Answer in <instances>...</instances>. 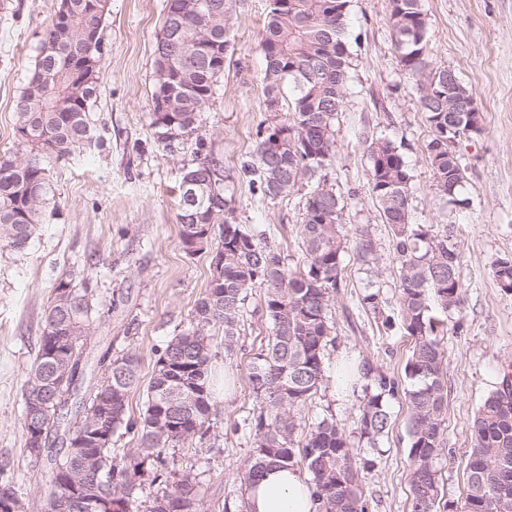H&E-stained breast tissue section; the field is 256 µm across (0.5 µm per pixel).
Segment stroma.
Here are the masks:
<instances>
[{
    "mask_svg": "<svg viewBox=\"0 0 512 512\" xmlns=\"http://www.w3.org/2000/svg\"><path fill=\"white\" fill-rule=\"evenodd\" d=\"M57 5L58 0H0V156L19 152L14 102L28 83ZM165 5L166 0H110L101 26L105 52L90 112L92 139L79 153L49 164L53 198L29 246L20 252L0 247V460L9 461L26 512H36L50 492L54 462L65 452L57 440L48 455L31 457L21 423L27 373L62 277L77 276L99 302L84 342L77 392L61 410L71 427L95 392L106 353L137 355L143 387L131 394L128 413L139 419L159 351L187 327L211 277L209 252L186 255L180 241L177 200L185 168L204 157L219 161L235 223L263 230L288 266L304 263L300 226L310 186L264 201L253 190V174L243 168L253 161L270 123L261 49L268 0H232L224 72L200 110L197 132L169 144L158 138L152 100ZM422 5L430 69L451 70L472 85L483 118L480 132L456 145L467 165L461 195L469 205L450 206L436 189L426 152L430 125L418 87L392 44L389 0H351L346 43L352 70L327 178L345 200L347 231L369 227L378 272L367 280L354 246H347L343 284L329 306L336 339L326 351L327 381L300 412L305 434L324 415H335L357 463L368 466L367 512H410L409 412L402 394L409 385L404 366L410 340L400 322L391 229L369 192L368 133L391 140L404 156L411 176V223L456 229L463 301L442 316L448 408L437 465L439 512H454L461 504L471 421L484 398L501 388L502 365L512 363V291H503L493 272L496 259L512 256V0H422ZM370 282L382 301L378 315L360 305ZM270 334L259 288L244 306L232 349L224 347L222 326L209 332L211 430L202 440L165 451L177 471L194 477L199 512H224L225 502L241 501L242 468L251 447L237 427L255 412L248 375ZM351 361L369 363L401 391L387 401L390 426L373 448L359 435L364 393L351 387Z\"/></svg>",
    "mask_w": 512,
    "mask_h": 512,
    "instance_id": "1",
    "label": "stroma"
}]
</instances>
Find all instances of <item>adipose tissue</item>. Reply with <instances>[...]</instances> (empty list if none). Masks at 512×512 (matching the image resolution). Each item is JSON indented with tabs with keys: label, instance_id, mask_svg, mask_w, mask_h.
Here are the masks:
<instances>
[{
	"label": "adipose tissue",
	"instance_id": "1",
	"mask_svg": "<svg viewBox=\"0 0 512 512\" xmlns=\"http://www.w3.org/2000/svg\"><path fill=\"white\" fill-rule=\"evenodd\" d=\"M246 512H318L311 484L300 469L271 468L248 486Z\"/></svg>",
	"mask_w": 512,
	"mask_h": 512
}]
</instances>
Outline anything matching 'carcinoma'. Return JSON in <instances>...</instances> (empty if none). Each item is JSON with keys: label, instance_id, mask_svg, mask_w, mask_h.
Here are the masks:
<instances>
[{"label": "carcinoma", "instance_id": "cac0c4a2", "mask_svg": "<svg viewBox=\"0 0 512 512\" xmlns=\"http://www.w3.org/2000/svg\"><path fill=\"white\" fill-rule=\"evenodd\" d=\"M90 0H59L70 25L53 23L44 32L28 85L15 104L18 145L24 158L0 157V246L22 251L45 220L52 192L47 164L71 156L91 138L89 112L95 103L104 46L100 26L106 12L89 11ZM350 0H269L262 50L265 58V105L291 112L274 122L256 146V163L244 170L258 176L257 191L275 199L290 194L303 179L317 177L301 225L305 267L294 270L280 252L264 242V232L233 222L216 165L207 160L186 171L208 186L192 198L179 190L177 202L181 244L188 255L223 249L224 274L210 279L197 299L189 325L171 337L159 354L147 389L140 421L127 417L131 393L139 384L135 354L103 357V376L96 395L65 442L55 462L52 489L44 512H139L134 492L145 471L161 493L149 512H197L190 475L168 469L163 450L184 445L210 430V327H224V344L236 342L238 318L254 288L265 293L271 336L255 357L249 380L257 408L248 429L253 451L243 465L248 485L269 467L294 465L299 412L317 393L325 377V351L333 341L328 306L341 288L347 234L342 222L345 201L323 175L335 155V123L341 112L352 61L344 42ZM212 4L216 17L204 22L188 12L187 0H167V14L156 55L152 94L154 125L163 140L198 129L203 104L224 73L228 19L224 0ZM390 20L401 66L421 86L420 104L430 123L426 149L435 185L448 203L460 198L465 165L448 149V116L456 134L480 128L473 88L448 70L426 71L427 17L421 0H390ZM211 35V53L193 52L195 41ZM87 61L86 77L72 81L69 64ZM293 81L291 98L284 86ZM369 141L370 191L391 228L399 260L400 320L413 346L404 367L409 387L410 512H437L436 461L442 451L448 387L445 351L437 336L440 320L432 308L448 311L462 301L458 279L460 253L452 239L454 225L434 231L409 222L410 174L398 147L384 137ZM356 254L374 271L376 245L367 227L356 229ZM502 289H512V258L494 264ZM95 299L73 276L60 280L45 312L39 354L23 392L22 424L32 429L30 402L43 405L39 430L50 440L57 429L56 406L73 387L80 369ZM371 393L358 407L360 438L375 443L390 424L386 400L398 386L386 375L373 374L366 362L355 366ZM139 429L137 455H120L112 438L121 430ZM472 447L467 490L459 512H512V389L490 393L471 425ZM303 458L319 512H367L362 470L353 464L352 448L333 417L310 430ZM112 504L107 510L106 504Z\"/></svg>", "mask_w": 512, "mask_h": 512}]
</instances>
